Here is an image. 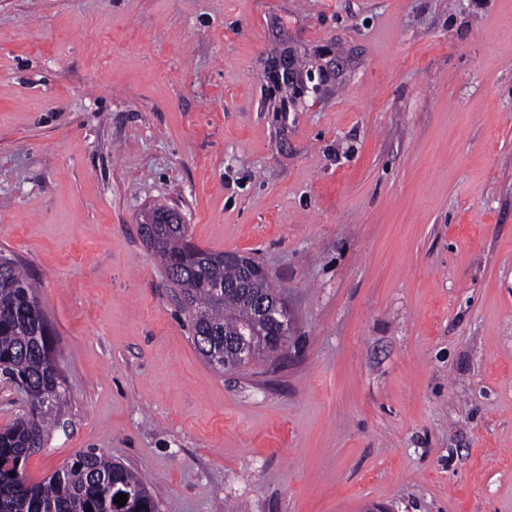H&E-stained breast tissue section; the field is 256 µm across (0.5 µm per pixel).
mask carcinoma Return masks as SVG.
I'll return each instance as SVG.
<instances>
[{
    "label": "carcinoma",
    "mask_w": 512,
    "mask_h": 512,
    "mask_svg": "<svg viewBox=\"0 0 512 512\" xmlns=\"http://www.w3.org/2000/svg\"><path fill=\"white\" fill-rule=\"evenodd\" d=\"M146 243L180 291L196 348L224 368V340L244 332L251 307V292L239 289L240 267L195 245L186 225L154 223ZM0 373L27 401L26 412L0 429V512H157L156 495L137 474L95 448L29 481L25 464L57 425L66 389L37 289L15 260L0 267ZM120 493L127 495L121 507Z\"/></svg>",
    "instance_id": "1"
}]
</instances>
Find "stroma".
Returning a JSON list of instances; mask_svg holds the SVG:
<instances>
[{
    "mask_svg": "<svg viewBox=\"0 0 512 512\" xmlns=\"http://www.w3.org/2000/svg\"><path fill=\"white\" fill-rule=\"evenodd\" d=\"M160 205L268 271L278 359L198 352ZM0 251L65 377L30 480L96 448L159 512H512V0H0Z\"/></svg>",
    "mask_w": 512,
    "mask_h": 512,
    "instance_id": "obj_1",
    "label": "stroma"
}]
</instances>
